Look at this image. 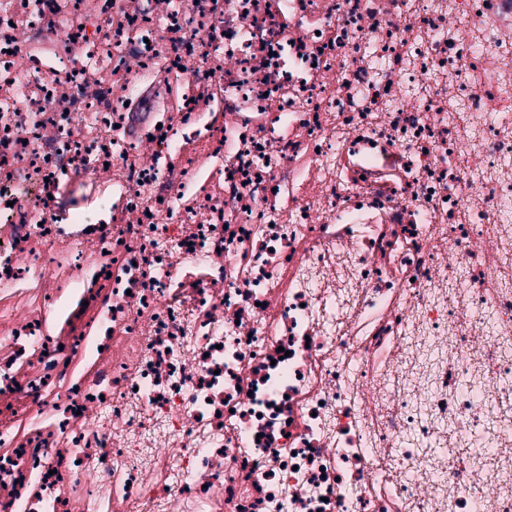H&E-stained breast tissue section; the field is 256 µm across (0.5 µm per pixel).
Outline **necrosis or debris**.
<instances>
[{
  "instance_id": "4bbe7bcc",
  "label": "necrosis or debris",
  "mask_w": 512,
  "mask_h": 512,
  "mask_svg": "<svg viewBox=\"0 0 512 512\" xmlns=\"http://www.w3.org/2000/svg\"><path fill=\"white\" fill-rule=\"evenodd\" d=\"M287 501L512 512V0H0V512Z\"/></svg>"
}]
</instances>
